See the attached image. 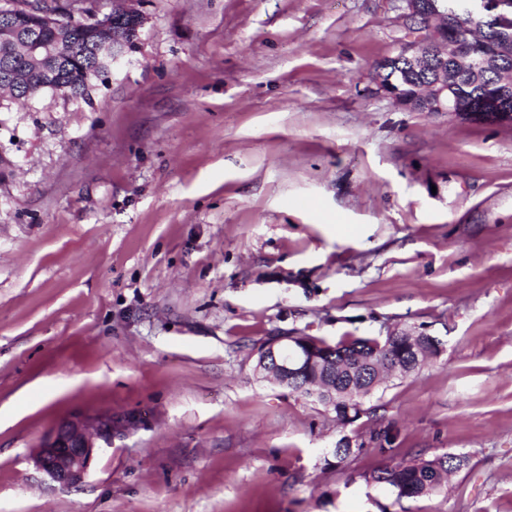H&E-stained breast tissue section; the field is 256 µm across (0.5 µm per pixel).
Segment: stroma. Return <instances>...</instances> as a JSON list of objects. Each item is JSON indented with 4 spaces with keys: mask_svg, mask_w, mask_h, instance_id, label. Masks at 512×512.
<instances>
[{
    "mask_svg": "<svg viewBox=\"0 0 512 512\" xmlns=\"http://www.w3.org/2000/svg\"><path fill=\"white\" fill-rule=\"evenodd\" d=\"M124 3L87 98L0 105V512H512V125L377 92L390 0ZM388 325L440 351L355 421L254 373L268 337ZM103 413L80 484L36 468ZM444 452L437 495L362 478ZM389 435V428H384L382 430L373 431L370 441L372 443H375L378 448H366V445L364 443H361L358 448H333L332 449V456L335 459L336 466H342L347 463V461L351 457H357L361 454L370 452H379L381 454H384L388 451H390L392 448H384L382 446V441L389 442L388 440Z\"/></svg>",
    "mask_w": 512,
    "mask_h": 512,
    "instance_id": "1",
    "label": "stroma"
}]
</instances>
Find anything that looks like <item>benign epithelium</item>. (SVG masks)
<instances>
[{"mask_svg": "<svg viewBox=\"0 0 512 512\" xmlns=\"http://www.w3.org/2000/svg\"><path fill=\"white\" fill-rule=\"evenodd\" d=\"M435 7L433 0H427L419 11H406L407 27L414 30L409 40L420 44H448L455 50L454 61L465 70L479 73L494 67L498 59L483 54L477 47L466 46L455 26H448L444 34L431 28H422L421 20ZM68 10L82 16L81 31L96 60L110 68L124 55L135 49L142 26L141 15L132 10L114 9L101 12L98 0H74ZM465 10L475 22L487 17H496L512 12V0H467ZM62 12L14 10L7 13L10 23L0 26V44L9 45L16 41L18 31L25 26H43L57 31L51 44H39L28 49L30 59L36 65L49 60L58 63L66 61L74 49L73 38L66 33ZM409 40L402 41L398 51L411 53L415 45ZM431 107L436 112H453L455 105L448 97V85L433 89ZM300 336L293 333L286 337L273 338L259 353L256 373L264 381L281 384V380H300V375L314 364V359L302 356ZM112 415L101 414L91 418L68 420L54 427L34 455L36 467L53 481L63 486L82 482L88 471L94 448L112 447Z\"/></svg>", "mask_w": 512, "mask_h": 512, "instance_id": "1", "label": "benign epithelium"}]
</instances>
